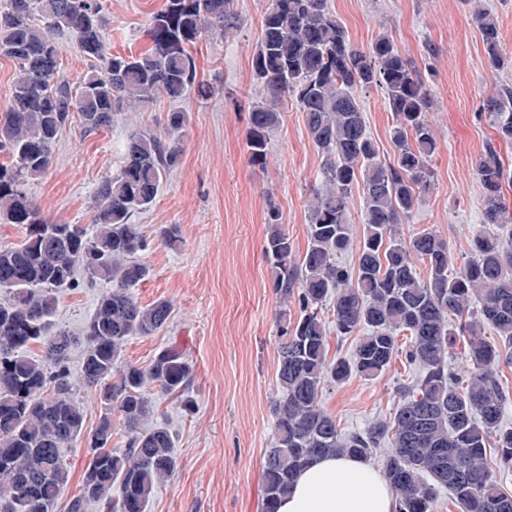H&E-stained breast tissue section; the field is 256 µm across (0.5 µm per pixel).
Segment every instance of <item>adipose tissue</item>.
Listing matches in <instances>:
<instances>
[{
  "instance_id": "1",
  "label": "adipose tissue",
  "mask_w": 512,
  "mask_h": 512,
  "mask_svg": "<svg viewBox=\"0 0 512 512\" xmlns=\"http://www.w3.org/2000/svg\"><path fill=\"white\" fill-rule=\"evenodd\" d=\"M392 490L368 460L327 456L314 461L282 499L279 512H393Z\"/></svg>"
}]
</instances>
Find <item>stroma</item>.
Masks as SVG:
<instances>
[{
    "label": "stroma",
    "instance_id": "stroma-1",
    "mask_svg": "<svg viewBox=\"0 0 512 512\" xmlns=\"http://www.w3.org/2000/svg\"><path fill=\"white\" fill-rule=\"evenodd\" d=\"M100 2L109 20L105 40L111 52L131 55L146 46L149 18L164 0ZM270 3L235 0L239 31L195 45L199 79L214 90L209 100L200 101L193 92L176 101L162 98L118 114L98 133L73 117L54 147L47 174L28 186L50 221L90 224L95 190L102 176L116 170L127 136L136 129L163 131L168 113L187 115L178 165L151 208L132 218L152 241L142 255L151 276L136 288L137 298L144 306L169 300L173 312L166 330L131 337L120 362L145 368L162 347L178 346L193 369L187 394L195 402L189 414L181 399L150 390L156 422L175 436L178 467L155 489L147 512H261V475L277 392L275 314L281 308L263 255L267 206L275 204L296 253H303L310 191L322 168L321 153L292 106L282 110L266 165L248 160V111L266 100L254 80L252 59ZM329 6L357 46L389 37L428 83L434 98L429 120L438 142L435 185L421 193L399 232L406 239L425 229L438 233L455 265H462L470 257L473 232L483 225L475 160L495 143L512 164V145H499L480 113L483 98L512 81V71L488 67L470 0H329ZM361 100L379 159L393 160L394 118L381 90L369 88ZM170 224L182 238L175 250L157 239L158 228ZM105 289L101 283L64 291L60 325L81 332ZM414 378V368L400 357L376 378L327 384L322 403L343 432L360 431L390 417L399 388Z\"/></svg>",
    "mask_w": 512,
    "mask_h": 512
}]
</instances>
